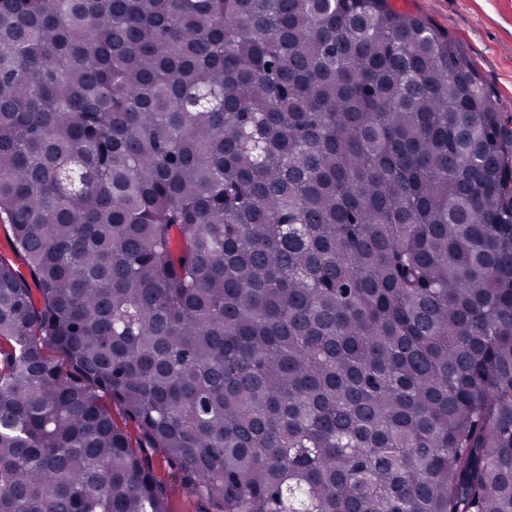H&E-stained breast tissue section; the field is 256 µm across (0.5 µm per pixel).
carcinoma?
Wrapping results in <instances>:
<instances>
[{
  "label": "carcinoma",
  "instance_id": "carcinoma-1",
  "mask_svg": "<svg viewBox=\"0 0 512 512\" xmlns=\"http://www.w3.org/2000/svg\"><path fill=\"white\" fill-rule=\"evenodd\" d=\"M0 512H512V128L390 0H0ZM151 459L156 478L166 484L169 489L170 511L197 512L201 507L200 500L195 495L192 486L173 477L164 456L159 451H154Z\"/></svg>",
  "mask_w": 512,
  "mask_h": 512
}]
</instances>
